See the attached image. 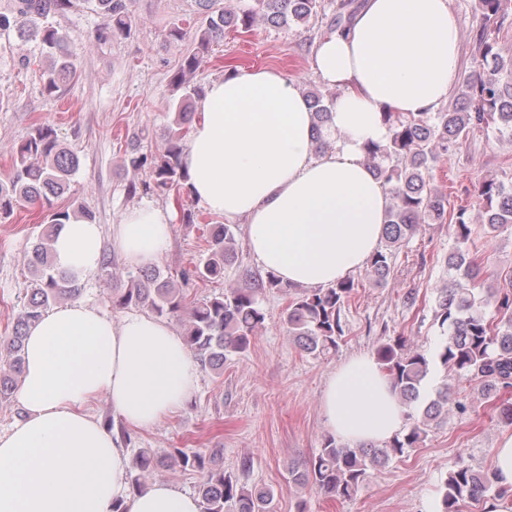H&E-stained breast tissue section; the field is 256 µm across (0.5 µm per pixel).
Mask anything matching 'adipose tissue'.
<instances>
[{
    "label": "adipose tissue",
    "mask_w": 512,
    "mask_h": 512,
    "mask_svg": "<svg viewBox=\"0 0 512 512\" xmlns=\"http://www.w3.org/2000/svg\"><path fill=\"white\" fill-rule=\"evenodd\" d=\"M451 0H364L347 31L322 37L313 69L339 95L313 149L305 95L279 69L238 70L208 83L184 162L193 196L225 221H244L259 265L288 286L327 288L376 251L391 196L367 167L365 147L386 143L385 113L436 111L460 78ZM168 211L124 213L101 225L65 224L55 237L59 268L95 276L105 248L128 268L154 265L170 234ZM197 365L176 327L150 314L114 319L74 301L47 310L27 331L20 379L22 417L0 430V512H203L201 499L156 479L132 491L129 453L89 412L106 397L113 415L145 429L180 410ZM331 437L358 446L390 440L405 417L374 358L356 355L321 393Z\"/></svg>",
    "instance_id": "obj_1"
}]
</instances>
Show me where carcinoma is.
<instances>
[{
	"instance_id": "1",
	"label": "carcinoma",
	"mask_w": 512,
	"mask_h": 512,
	"mask_svg": "<svg viewBox=\"0 0 512 512\" xmlns=\"http://www.w3.org/2000/svg\"><path fill=\"white\" fill-rule=\"evenodd\" d=\"M200 2L204 22L194 33L193 48L171 78L173 91L180 90L182 95L165 134L163 153L158 157L138 153L130 159L133 169L148 170L153 189L161 193L176 189L186 196L191 194L181 132L193 119V98L202 94L201 88L189 85L190 77L205 61L212 44L224 39L230 28L248 29L258 20L275 27L304 24L325 11L323 0H254L253 6L242 10L222 6L220 0ZM85 3L95 4L109 20L108 26L98 31L96 41L130 33L131 0H13L8 11H0V31L12 29L23 40H39L46 61L41 74L43 90L50 95L74 78L76 68L66 37L46 19ZM510 6L512 0H479L488 26L479 43L482 72L462 84L452 107L406 117L389 112L391 134L387 142L366 146V163L393 200L384 227V247L367 263L373 282L381 284L388 279L393 253L424 224H451L457 242L446 259L450 283L438 290L433 306L434 321L440 329L435 348L413 349L399 337L376 351L381 371L405 408L404 433L370 448H351L327 440L304 463L288 467L291 482L297 487H315L346 500L359 491L368 470L418 447L431 424L448 414V384L431 395L425 392L429 379L441 370L477 381L487 399L495 402L497 419L512 425V402L503 398L512 391V276L495 293H485L483 267L470 257L468 248L473 228L467 210H448V194L434 185L431 175L432 163L448 155L477 128L492 124L499 135L512 138V58L504 61L489 30ZM358 8L355 0H338L330 30L345 31ZM306 95L320 128L328 121L335 98L314 90ZM79 164V156L63 146L57 130L42 124L33 127L20 143L12 169L0 177V222L22 206H37L45 212L44 228L30 251V294L11 336L0 341V401L10 399L16 391L26 330L50 307L82 290L79 278L56 266L52 251L62 225L71 220H93V214L72 190ZM64 195L70 196L69 203L56 205ZM478 206L489 233H512V184L494 178L483 180ZM237 233L235 224L211 227L207 260L203 266L183 272L182 278L208 279L223 274L224 266L237 255ZM280 287L279 279L269 272L254 288H229L189 307L172 277L154 267L128 275L124 287L112 289V304L145 307L158 316L183 314L185 339L198 366L221 374L224 359L245 353L251 340L265 328L266 314L259 295ZM355 288V281L347 278L331 288L305 290L289 301L282 323L302 352L320 356L336 350L344 334L341 311ZM170 462L202 474L196 493L205 505L204 512H276L273 490L246 487L236 472L212 466L202 452L178 448L170 455ZM161 466L163 460L150 449L140 450L133 463V488L141 490L143 480ZM503 494L492 469L474 470L459 464L442 482L435 512H462L468 504L484 503Z\"/></svg>"
}]
</instances>
